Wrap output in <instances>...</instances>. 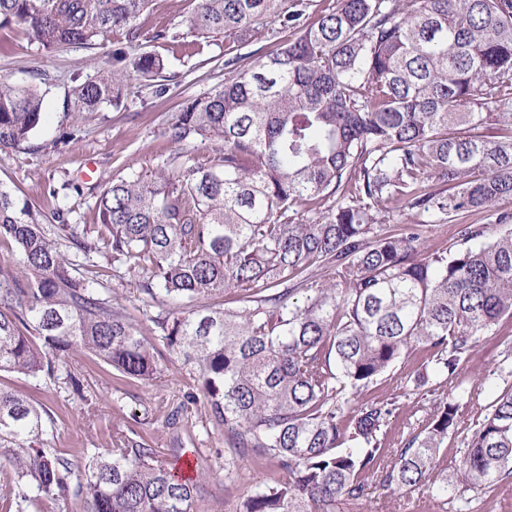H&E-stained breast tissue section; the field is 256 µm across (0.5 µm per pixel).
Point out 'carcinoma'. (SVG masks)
I'll list each match as a JSON object with an SVG mask.
<instances>
[{
	"mask_svg": "<svg viewBox=\"0 0 512 512\" xmlns=\"http://www.w3.org/2000/svg\"><path fill=\"white\" fill-rule=\"evenodd\" d=\"M151 0H0V29L26 26L44 49L137 39ZM308 0H196L190 30L237 47L278 26L269 48L224 60V84L180 109L168 138L212 153L182 169L109 180L99 223L42 224L0 186V373L55 377L86 351L148 383L155 349L112 289L77 275L63 243L139 269V292L170 353L197 376L234 448L273 457L280 479L239 512H362L373 486L425 488L443 503L512 483V385L475 423L459 470L443 467L457 430L450 398L402 447L386 448L393 398L352 401L414 351L460 380L480 336L512 318V232L478 247L422 255L421 228L512 197V0H336L314 19ZM151 52L113 53L79 85L70 130L102 105H125L132 76L162 77ZM500 108L490 111L491 105ZM38 90L0 82V150L28 143L43 120ZM495 126V135L485 130ZM440 181L452 193L434 187ZM396 215L412 220L389 227ZM490 227L462 224L461 239ZM230 290L237 306H197ZM302 293L303 300H294ZM52 410L0 387L3 512H41L73 494L89 512H193L197 479L120 435L73 474L42 447ZM354 441L357 448L347 443Z\"/></svg>",
	"mask_w": 512,
	"mask_h": 512,
	"instance_id": "obj_1",
	"label": "carcinoma"
}]
</instances>
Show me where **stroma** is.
I'll use <instances>...</instances> for the list:
<instances>
[{
	"label": "stroma",
	"mask_w": 512,
	"mask_h": 512,
	"mask_svg": "<svg viewBox=\"0 0 512 512\" xmlns=\"http://www.w3.org/2000/svg\"><path fill=\"white\" fill-rule=\"evenodd\" d=\"M193 0H151L137 20L136 50L161 56L166 69V92L131 80L125 107H110L88 113L78 141L61 143L59 136L71 119L67 103L80 83L100 69L111 68L113 40L91 48L67 47L47 51L30 41L23 25L0 30V80L29 84L44 94L47 121L22 148L0 153V185L11 189L19 200L32 203L44 223H52L56 210L68 211L73 224L97 223L96 202L108 180L126 176L130 169H156L165 165L177 150L166 134L182 103L206 96L224 81V38H211L208 46L197 47L187 18ZM179 33L181 43L155 39L157 30ZM58 196H50V187ZM512 216V197L490 209L465 212L457 223L425 228L422 249L432 252L459 243L463 224H497ZM94 275L112 290L137 319L144 339L158 351V373L149 383L119 376L112 367L84 352L70 354L56 371L54 381L35 380L13 373H0V386L28 394L34 403L53 410L54 427L43 437L44 447L70 460L74 467L84 463L90 448H107L116 434L137 433L145 443L172 463L193 458L199 477L195 512H238L241 501L258 484L280 476L276 460H256L232 448L224 431L216 427L201 395L194 374L165 349L156 335L152 317L161 313V302L139 292L140 274L135 269L113 271L101 255H93ZM512 351V318H503L492 331L481 336L462 370L466 390H459L445 377L430 375L427 388L415 387L412 377L424 368V356L412 353L405 364L396 366L370 393L394 397L400 409L387 427V445L400 447L417 433L426 412L441 400H459L464 423H471L501 391V364ZM80 377L83 388L73 392L69 375ZM457 503L441 504L426 492L398 497L374 489L367 512H457Z\"/></svg>",
	"instance_id": "35a3bbf8"
}]
</instances>
